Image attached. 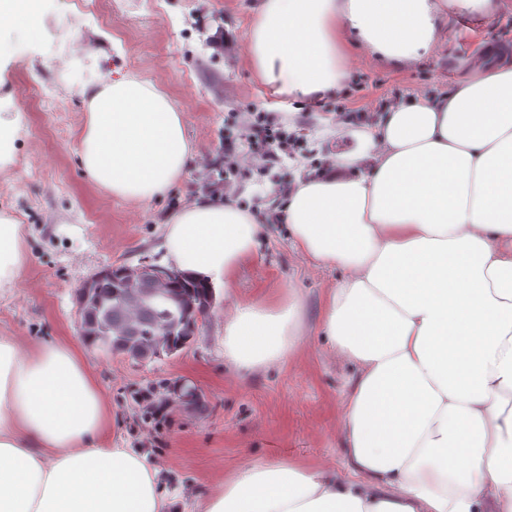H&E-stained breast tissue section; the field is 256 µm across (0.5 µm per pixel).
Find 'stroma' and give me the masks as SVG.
Returning <instances> with one entry per match:
<instances>
[{
  "label": "stroma",
  "mask_w": 512,
  "mask_h": 512,
  "mask_svg": "<svg viewBox=\"0 0 512 512\" xmlns=\"http://www.w3.org/2000/svg\"><path fill=\"white\" fill-rule=\"evenodd\" d=\"M262 0H158L147 13L142 0L111 9L101 0L102 24L79 32L80 57L55 62L59 30L70 0H41L31 29L0 27V118H21L0 164V215L25 224L27 264L14 287L0 289V336L26 349L35 340L81 334L78 290L100 269L163 262L161 223L184 203L204 197L217 170L206 159L238 136L232 114L252 110L288 121L303 140L281 169L243 179L239 196L263 215L275 199L278 178L312 175L322 152L357 149L359 130H336V106L372 110L382 99L406 100L454 88L468 79L489 44L512 46V0L492 18L449 14L434 52L403 68L382 66L360 53L349 77L320 103L287 102L270 94L246 57L247 35ZM223 47H214L216 29ZM135 76L166 91L183 113L195 152L183 177L164 195L129 203L96 188L83 174L77 134L87 93L99 76ZM64 101L48 111L44 92ZM340 273L315 266L296 252L283 224L260 227L255 255L237 270L230 299L255 301L286 293L302 302L303 341L283 366L249 373L228 365L219 340L224 305L217 299L189 347L156 363L90 349L87 360L112 409L117 446L144 454L160 471L168 494L193 502L219 488L244 461L288 460L338 468L341 401L353 368L331 351L320 329L326 293ZM189 382L204 406L174 401L162 424L145 417L135 400L143 390L162 392Z\"/></svg>",
  "instance_id": "1"
}]
</instances>
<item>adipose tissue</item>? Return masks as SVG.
Listing matches in <instances>:
<instances>
[{
  "instance_id": "obj_1",
  "label": "adipose tissue",
  "mask_w": 512,
  "mask_h": 512,
  "mask_svg": "<svg viewBox=\"0 0 512 512\" xmlns=\"http://www.w3.org/2000/svg\"><path fill=\"white\" fill-rule=\"evenodd\" d=\"M497 0H262L250 64L274 94L313 101L346 79V48L392 67L437 46L449 12ZM79 133L87 179L131 202L165 194L193 154L182 112L137 78L100 77ZM291 243L341 271L320 330L354 373L338 470L244 462L196 512H512V67L492 60L454 90L388 109L359 152L301 179ZM258 226L202 199L162 225L167 265L232 289ZM24 227L0 216V288L26 264ZM301 301L224 310V360L283 365ZM74 338L20 351L0 337V512H170L158 470L110 447L112 415Z\"/></svg>"
}]
</instances>
